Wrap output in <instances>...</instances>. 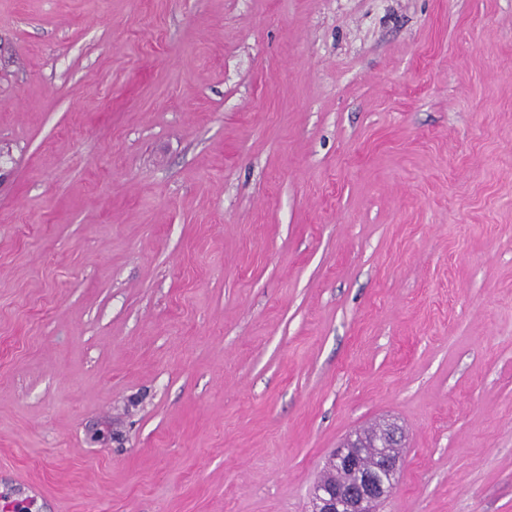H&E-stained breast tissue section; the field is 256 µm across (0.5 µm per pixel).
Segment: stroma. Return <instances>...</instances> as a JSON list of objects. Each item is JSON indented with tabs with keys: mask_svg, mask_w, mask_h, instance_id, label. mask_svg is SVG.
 Masks as SVG:
<instances>
[{
	"mask_svg": "<svg viewBox=\"0 0 512 512\" xmlns=\"http://www.w3.org/2000/svg\"><path fill=\"white\" fill-rule=\"evenodd\" d=\"M0 507L512 512V0H0ZM383 437L374 445L376 464L370 470L361 466V459L370 449L362 439L361 431L347 436L331 454L330 462L336 470H346L356 479L347 485L317 483L313 488L310 512H376L378 504L395 490L401 469L405 439L402 429L393 424H382ZM355 436V438H354ZM387 441L394 442L401 452L393 454ZM386 448H381V445ZM327 462L319 481L346 482L348 473L336 472Z\"/></svg>",
	"mask_w": 512,
	"mask_h": 512,
	"instance_id": "1",
	"label": "stroma"
}]
</instances>
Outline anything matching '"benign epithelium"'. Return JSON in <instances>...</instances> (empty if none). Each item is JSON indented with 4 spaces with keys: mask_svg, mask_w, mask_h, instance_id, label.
Segmentation results:
<instances>
[{
    "mask_svg": "<svg viewBox=\"0 0 512 512\" xmlns=\"http://www.w3.org/2000/svg\"><path fill=\"white\" fill-rule=\"evenodd\" d=\"M383 437L375 443L376 464L366 470L361 459L370 449L361 432L347 436L331 454L330 462L337 470L355 476L347 485L318 483L313 488L310 512H377L378 504L395 490L401 469L402 454L385 447L394 442L405 448L402 429L395 424L382 425Z\"/></svg>",
    "mask_w": 512,
    "mask_h": 512,
    "instance_id": "benign-epithelium-1",
    "label": "benign epithelium"
}]
</instances>
